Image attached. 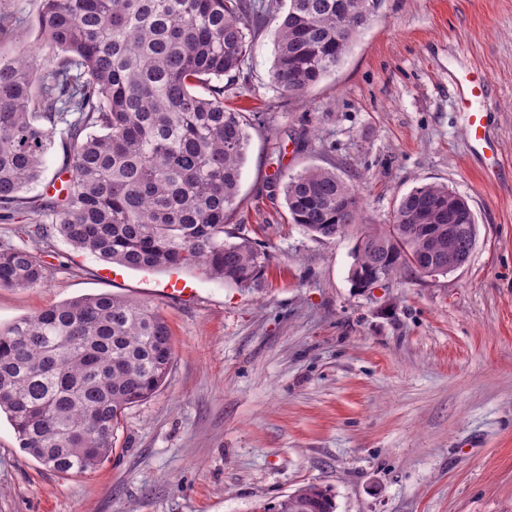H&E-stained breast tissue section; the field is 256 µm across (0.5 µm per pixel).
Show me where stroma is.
I'll return each mask as SVG.
<instances>
[{"label":"stroma","mask_w":512,"mask_h":512,"mask_svg":"<svg viewBox=\"0 0 512 512\" xmlns=\"http://www.w3.org/2000/svg\"><path fill=\"white\" fill-rule=\"evenodd\" d=\"M277 20L256 33L242 103L250 143L224 230L269 254L261 280L192 272L196 299L166 297L163 272L121 269L60 234L0 243L47 267L0 288V324L97 293L156 306L174 362L126 410L95 472L60 475L0 417V512H256L310 483L335 512H512V0H383L343 64L303 97L271 82ZM478 70L492 90L496 164L473 155L453 91ZM310 166L355 187L363 224L391 223L424 183L467 198L468 262L405 271L372 288L350 269L360 226L317 239L289 220L282 186Z\"/></svg>","instance_id":"obj_1"}]
</instances>
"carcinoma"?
I'll list each match as a JSON object with an SVG mask.
<instances>
[{
    "mask_svg": "<svg viewBox=\"0 0 512 512\" xmlns=\"http://www.w3.org/2000/svg\"><path fill=\"white\" fill-rule=\"evenodd\" d=\"M271 81L303 95L342 63L377 17L363 0H279ZM272 8L256 0H40L35 45L0 58V221L24 214L26 233L56 231L75 249L133 270L189 269L249 287L269 255L241 237L224 239L249 141L247 120L224 104L238 85L252 36ZM17 19L0 4V41ZM60 139V194L30 200ZM282 193L289 218L316 238L359 223L354 187L311 166ZM445 200L440 223L473 224L467 200L442 183L401 197L390 224L355 246L353 285L379 270L448 262V238L423 231ZM47 267L27 248L0 247V288H31ZM174 359L171 329L152 305L112 293L86 295L0 326V412L19 447L60 474L95 471L110 457L128 408L155 394ZM330 490L309 484L259 512H334Z\"/></svg>",
    "mask_w": 512,
    "mask_h": 512,
    "instance_id": "obj_1",
    "label": "carcinoma"
}]
</instances>
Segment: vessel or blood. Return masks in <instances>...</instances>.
<instances>
[{
  "label": "vessel or blood",
  "mask_w": 512,
  "mask_h": 512,
  "mask_svg": "<svg viewBox=\"0 0 512 512\" xmlns=\"http://www.w3.org/2000/svg\"><path fill=\"white\" fill-rule=\"evenodd\" d=\"M456 104L465 117V127L472 147L486 148L490 145L487 125V100L489 86L484 77L464 69L455 76Z\"/></svg>",
  "instance_id": "1"
}]
</instances>
